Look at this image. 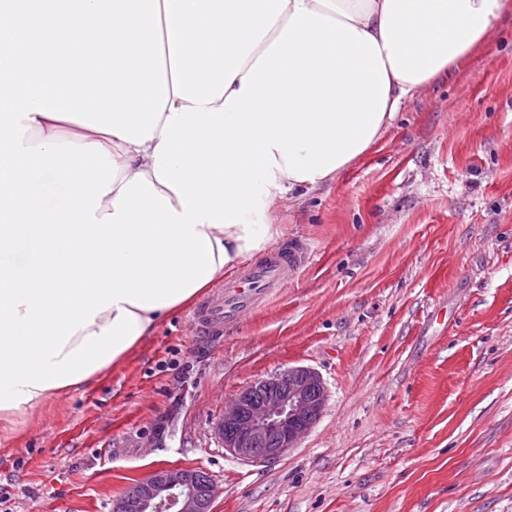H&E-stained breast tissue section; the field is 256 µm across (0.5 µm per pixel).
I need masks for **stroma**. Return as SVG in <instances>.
Returning <instances> with one entry per match:
<instances>
[{
	"label": "stroma",
	"mask_w": 512,
	"mask_h": 512,
	"mask_svg": "<svg viewBox=\"0 0 512 512\" xmlns=\"http://www.w3.org/2000/svg\"><path fill=\"white\" fill-rule=\"evenodd\" d=\"M274 217L309 260L265 308L204 344L179 308L0 432L7 512H113L168 467L208 473L214 512H512V17ZM292 366L327 388L308 435L225 455V403Z\"/></svg>",
	"instance_id": "35a3bbf8"
}]
</instances>
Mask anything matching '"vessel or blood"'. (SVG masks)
<instances>
[{
  "instance_id": "b4317fda",
  "label": "vessel or blood",
  "mask_w": 512,
  "mask_h": 512,
  "mask_svg": "<svg viewBox=\"0 0 512 512\" xmlns=\"http://www.w3.org/2000/svg\"><path fill=\"white\" fill-rule=\"evenodd\" d=\"M307 259L301 242L292 240L245 267L234 281L213 290L196 307L192 326L197 338L223 335L226 324L240 320L285 287Z\"/></svg>"
}]
</instances>
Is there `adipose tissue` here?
<instances>
[{"label": "adipose tissue", "instance_id": "ef3b65f1", "mask_svg": "<svg viewBox=\"0 0 512 512\" xmlns=\"http://www.w3.org/2000/svg\"><path fill=\"white\" fill-rule=\"evenodd\" d=\"M0 0V425L271 247L512 0ZM36 140H28V132Z\"/></svg>", "mask_w": 512, "mask_h": 512}]
</instances>
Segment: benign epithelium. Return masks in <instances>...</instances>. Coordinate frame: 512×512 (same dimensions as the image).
Here are the masks:
<instances>
[{"label": "benign epithelium", "instance_id": "7a95c632", "mask_svg": "<svg viewBox=\"0 0 512 512\" xmlns=\"http://www.w3.org/2000/svg\"><path fill=\"white\" fill-rule=\"evenodd\" d=\"M321 376L292 367L241 389L224 406L217 429L224 451L250 463L283 457L310 431L326 403ZM199 470L162 468L137 483L130 495L136 512H212L218 490L209 482L208 500L199 495Z\"/></svg>", "mask_w": 512, "mask_h": 512}]
</instances>
